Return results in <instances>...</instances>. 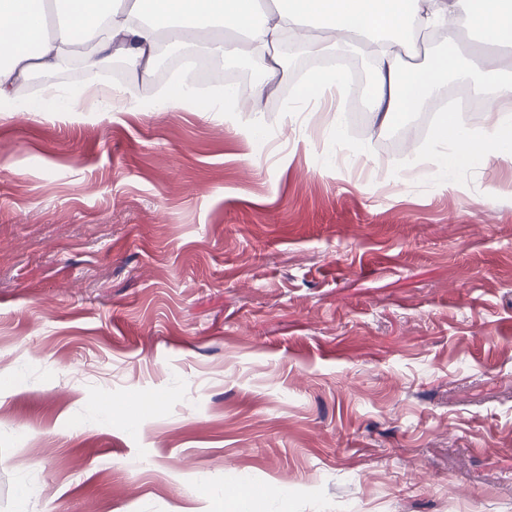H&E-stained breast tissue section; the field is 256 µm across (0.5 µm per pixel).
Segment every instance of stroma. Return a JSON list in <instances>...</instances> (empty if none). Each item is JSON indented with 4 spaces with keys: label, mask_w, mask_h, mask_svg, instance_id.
Segmentation results:
<instances>
[{
    "label": "stroma",
    "mask_w": 512,
    "mask_h": 512,
    "mask_svg": "<svg viewBox=\"0 0 512 512\" xmlns=\"http://www.w3.org/2000/svg\"><path fill=\"white\" fill-rule=\"evenodd\" d=\"M0 112V512H512V167L425 109ZM105 63L32 96L102 91ZM434 147L438 155L435 173L443 178L456 170L468 168L480 156L479 150L472 145L468 132L452 114L446 115L442 120Z\"/></svg>",
    "instance_id": "stroma-1"
}]
</instances>
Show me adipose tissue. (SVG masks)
I'll list each match as a JSON object with an SVG mask.
<instances>
[{
    "instance_id": "ef3b65f1",
    "label": "adipose tissue",
    "mask_w": 512,
    "mask_h": 512,
    "mask_svg": "<svg viewBox=\"0 0 512 512\" xmlns=\"http://www.w3.org/2000/svg\"><path fill=\"white\" fill-rule=\"evenodd\" d=\"M451 15L462 17L485 43L512 47V0H278L266 13L260 0H133L127 7L118 0H0V112H108L116 102L137 105L132 85L111 88L103 102L86 88L36 99L23 97L21 88L30 74L53 72L68 61L81 32L95 39L84 56L87 65L120 56L134 71L150 75L159 33L169 27L180 34L243 33L264 61L263 81L253 90L258 102L266 83L278 76V48L309 23L331 39L358 33L376 43L370 96L375 118L391 123L434 95L462 67L452 30L444 36L447 50L428 67H409L401 58L414 52L417 36ZM208 50L215 56L232 52L230 43L213 36ZM481 138L482 148H475L456 118L446 115L434 142L437 175L445 178L468 168L483 150L512 166L511 114L487 108Z\"/></svg>"
}]
</instances>
